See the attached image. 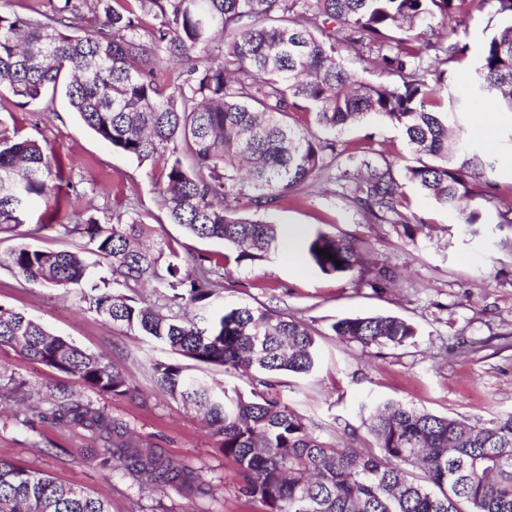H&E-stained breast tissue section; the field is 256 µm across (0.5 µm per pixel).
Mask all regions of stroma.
Here are the masks:
<instances>
[{"instance_id":"35a3bbf8","label":"stroma","mask_w":512,"mask_h":512,"mask_svg":"<svg viewBox=\"0 0 512 512\" xmlns=\"http://www.w3.org/2000/svg\"><path fill=\"white\" fill-rule=\"evenodd\" d=\"M448 95L471 103V111L456 114V121L469 130L475 148L489 150L495 180L512 184V112L474 101L464 70ZM1 134L34 140L61 156L67 181L81 193L86 215L99 224H110L118 213L140 217L151 224L155 237L172 242L179 263L190 269L200 256L223 251L222 242L189 235L168 223L151 187L152 162L113 150L79 120L62 95L28 105L9 95L0 97ZM328 138L334 149L325 156V172L290 192L269 218L285 227H301L308 235L322 231L355 239L366 259L389 267L397 282L376 291L356 286L348 275L323 274L307 260L300 239L283 243L263 261H228L220 271L221 306H266L306 322L314 333V371L271 378L280 399L323 440H353L371 451L376 445L364 421L370 407L387 402L469 423L512 412V227L500 224L496 208L479 198L475 205L481 222L467 230L456 211L412 187L406 190L411 210L424 218V225L409 235L402 225L375 220L344 195L335 178L358 146L382 153L396 171H403L413 157L400 133L371 117ZM42 212L35 207L25 224L0 233V254L20 244L46 251L79 247L90 275L63 290L16 279L0 267V306L25 312L52 334L110 362L127 375L130 391L121 396L99 393L8 346H0V384L24 382L31 402L59 389L71 392L104 410L134 440L161 449L201 489L141 487L92 458L101 446L92 431L48 416L24 426L9 409H0V460L83 488L107 501L110 512H266L260 500L241 493L235 464L219 450L201 416L156 385L151 365L176 363L186 374L246 394L262 389L268 378L199 363L106 321L86 300L93 289L129 292L151 303V288H126L90 250L86 235L60 227L39 230ZM357 315L397 316L417 334L399 345L367 348L340 341L333 324Z\"/></svg>"}]
</instances>
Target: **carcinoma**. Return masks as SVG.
Wrapping results in <instances>:
<instances>
[{"mask_svg": "<svg viewBox=\"0 0 512 512\" xmlns=\"http://www.w3.org/2000/svg\"><path fill=\"white\" fill-rule=\"evenodd\" d=\"M493 7L495 30L474 61L459 26L473 6ZM355 57L371 82L347 65ZM180 65L166 80L164 61ZM469 68L477 93L512 112V0H134L105 9L83 25L81 0H58L44 19L0 12V86L26 102L63 88L72 112L112 148L157 167L155 191L169 223L259 260L281 244L279 225L258 216L325 168L331 143L290 122L313 114L334 131L374 114L399 128L415 163L397 176L372 150L349 155L357 174L352 199L375 219L410 229V200L400 180L463 224L479 223L478 196L499 199L493 166L463 148L464 129L440 111L448 77ZM64 162L27 139L0 137V231L23 223L35 205L60 212ZM93 251L123 282H150L170 304L201 314L185 319L155 304L103 291L92 305L107 320L136 328L178 355L249 375L308 374L317 362L306 323L263 307L212 311L222 287L210 281L206 256L194 274L163 261L166 242L146 243L151 225L140 218L104 227L93 217ZM325 250L321 255L318 250ZM306 256L326 275H350L360 286L383 288L385 267H366L355 245L322 231ZM342 265H336V262ZM25 282L67 288L86 275L80 249L42 251L19 245L0 256ZM332 329L364 347L401 344L415 328L396 316L345 318ZM73 376L99 393L129 391L127 377L103 358L45 330L21 312L0 307V345ZM154 379L171 398L196 409L224 457L233 460L241 491L267 512H512V414L469 425L399 403L369 411L365 427L379 453L330 445L270 391L246 396L154 363ZM56 422L95 432L104 464L153 488L193 490L191 477L151 446L127 438L124 427L60 390L50 394ZM0 512H109L88 492L25 466L0 461Z\"/></svg>", "mask_w": 512, "mask_h": 512, "instance_id": "1", "label": "carcinoma"}]
</instances>
